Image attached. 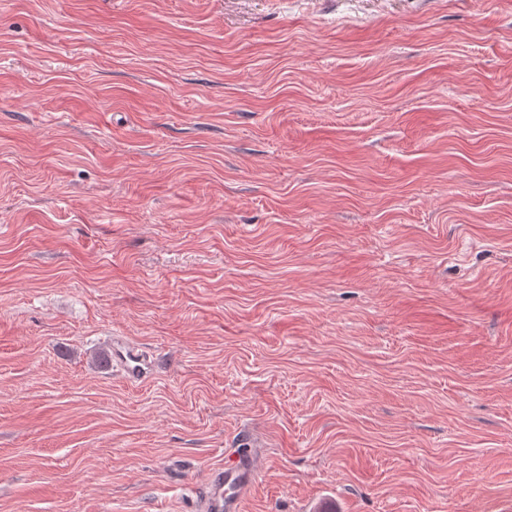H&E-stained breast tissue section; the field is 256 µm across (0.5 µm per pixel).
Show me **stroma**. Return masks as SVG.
<instances>
[{"instance_id":"1","label":"stroma","mask_w":512,"mask_h":512,"mask_svg":"<svg viewBox=\"0 0 512 512\" xmlns=\"http://www.w3.org/2000/svg\"><path fill=\"white\" fill-rule=\"evenodd\" d=\"M246 431V512H512V0H0V512ZM108 360L130 382L153 378L161 369L162 357L155 350L133 345L112 337L108 343Z\"/></svg>"}]
</instances>
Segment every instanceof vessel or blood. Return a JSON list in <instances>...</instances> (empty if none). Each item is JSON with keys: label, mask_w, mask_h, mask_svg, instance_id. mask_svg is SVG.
I'll return each instance as SVG.
<instances>
[{"label": "vessel or blood", "mask_w": 512, "mask_h": 512, "mask_svg": "<svg viewBox=\"0 0 512 512\" xmlns=\"http://www.w3.org/2000/svg\"><path fill=\"white\" fill-rule=\"evenodd\" d=\"M108 351L113 369L132 382L153 378L163 364L157 351L116 338L109 341ZM261 455V448L247 437L229 449L223 464L209 469L206 475L201 512H245L258 480Z\"/></svg>", "instance_id": "1"}]
</instances>
